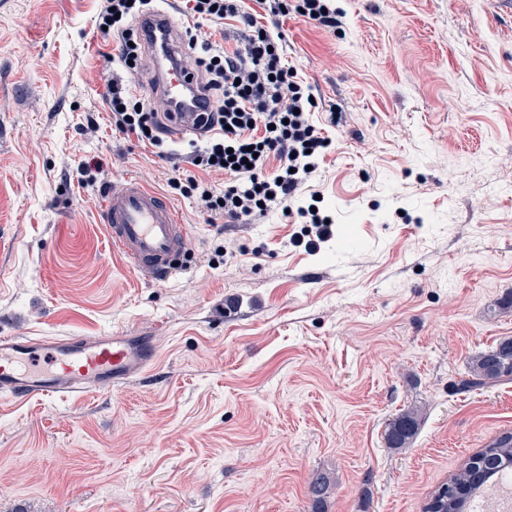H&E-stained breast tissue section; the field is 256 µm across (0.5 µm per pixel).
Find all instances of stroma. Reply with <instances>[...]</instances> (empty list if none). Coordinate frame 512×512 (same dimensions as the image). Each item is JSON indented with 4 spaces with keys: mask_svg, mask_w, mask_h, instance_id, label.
I'll list each match as a JSON object with an SVG mask.
<instances>
[{
    "mask_svg": "<svg viewBox=\"0 0 512 512\" xmlns=\"http://www.w3.org/2000/svg\"><path fill=\"white\" fill-rule=\"evenodd\" d=\"M335 7L333 30L282 23L331 142L296 199L335 222L310 250L278 208L206 223L169 162L113 130L108 81L152 74L107 62L98 0H0V336L121 328L157 349L119 389L0 398V512H312L320 474L326 512H424L512 431V382L448 389L512 338V17ZM129 178L191 225L189 271L158 282L113 253L102 195ZM406 410L419 431L388 447ZM420 426V416L415 410H407L399 414L390 424L386 439L391 448L408 447Z\"/></svg>",
    "mask_w": 512,
    "mask_h": 512,
    "instance_id": "stroma-1",
    "label": "stroma"
}]
</instances>
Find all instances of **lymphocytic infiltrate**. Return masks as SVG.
Instances as JSON below:
<instances>
[{
    "mask_svg": "<svg viewBox=\"0 0 512 512\" xmlns=\"http://www.w3.org/2000/svg\"><path fill=\"white\" fill-rule=\"evenodd\" d=\"M99 26L120 43V63L137 60L138 37L128 23L149 11L151 0H100ZM264 20L249 13L244 0H186L185 11L196 21L221 25L238 22L236 46L214 49L199 42L193 29H186L185 58L194 70L203 72L205 89L214 104L198 113L197 127L204 146L192 153L193 166L204 173L224 175L223 192L195 176L184 175L173 164L167 179L170 189L195 197L205 220L221 216L228 222L248 220L274 206L296 208L309 223V247L326 239L331 227L320 212L294 207L297 193L308 183L330 142L313 120V89L297 81L285 61L281 21L291 7H299L305 21L321 28H335L338 14L332 0H259ZM109 116L115 130L136 134L138 140L163 148L169 104L144 107L121 82L107 86Z\"/></svg>",
    "mask_w": 512,
    "mask_h": 512,
    "instance_id": "obj_1",
    "label": "lymphocytic infiltrate"
}]
</instances>
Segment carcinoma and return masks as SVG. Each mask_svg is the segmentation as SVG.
Segmentation results:
<instances>
[{
    "instance_id": "1",
    "label": "carcinoma",
    "mask_w": 512,
    "mask_h": 512,
    "mask_svg": "<svg viewBox=\"0 0 512 512\" xmlns=\"http://www.w3.org/2000/svg\"><path fill=\"white\" fill-rule=\"evenodd\" d=\"M512 379V338L500 341L487 351L468 361L465 375L451 384V390L471 392L495 382ZM420 426V416L414 410L399 414L390 424L386 439L391 448L408 447ZM512 471V432H505L486 447L469 457L450 482L435 491L428 508L430 512H470L469 503L476 493L498 475ZM330 492V480L316 476L310 484L313 512H325Z\"/></svg>"
}]
</instances>
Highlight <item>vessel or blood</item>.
<instances>
[{"mask_svg": "<svg viewBox=\"0 0 512 512\" xmlns=\"http://www.w3.org/2000/svg\"><path fill=\"white\" fill-rule=\"evenodd\" d=\"M144 48L164 44L177 55L184 48L170 15L149 12L137 23ZM195 99L189 113L175 116L168 135L184 138L193 131V114L206 95L195 70L167 69L145 92L178 103L184 89ZM100 221L105 224L112 250L153 279L168 280L187 270L190 227L181 223L174 206L138 179L106 190ZM155 361L153 339L112 329L96 336H0V396L24 400L85 393L99 386L121 387Z\"/></svg>", "mask_w": 512, "mask_h": 512, "instance_id": "1", "label": "vessel or blood"}]
</instances>
